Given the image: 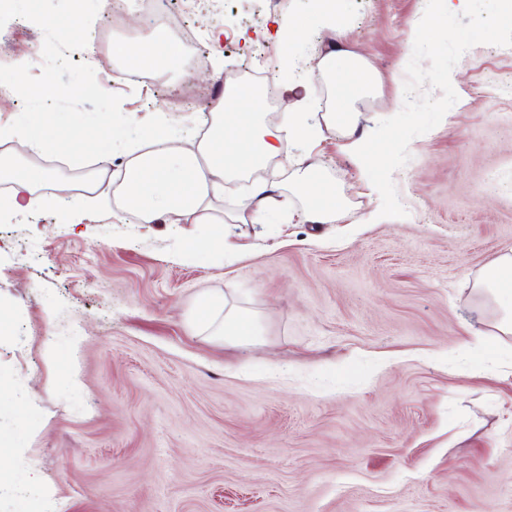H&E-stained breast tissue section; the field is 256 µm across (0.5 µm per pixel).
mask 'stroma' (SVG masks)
<instances>
[{"instance_id": "35a3bbf8", "label": "stroma", "mask_w": 512, "mask_h": 512, "mask_svg": "<svg viewBox=\"0 0 512 512\" xmlns=\"http://www.w3.org/2000/svg\"><path fill=\"white\" fill-rule=\"evenodd\" d=\"M317 5L202 0L184 15L199 64L134 82L103 58L96 80L140 141L158 103L195 86L172 115L185 150L228 82L273 89L270 123L304 96L328 111V33L288 50L274 25ZM425 6L336 0L346 48L378 75L365 118L400 111ZM0 33L40 74L42 30L14 18ZM451 82L457 103L393 175L406 216L378 223V192L327 130L264 166L286 218L214 242L203 224L134 223L112 181L61 223L54 202L80 169L13 139L7 160L47 176L41 207L0 212V436L17 440L0 453V512H512V334L477 286L512 249V47H472ZM305 153L343 196L340 223H302ZM204 243L211 258L192 257ZM207 291L255 312L259 336L198 328ZM476 329L499 351L472 348Z\"/></svg>"}]
</instances>
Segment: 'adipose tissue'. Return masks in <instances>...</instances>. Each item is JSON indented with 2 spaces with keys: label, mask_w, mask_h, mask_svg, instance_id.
<instances>
[{
  "label": "adipose tissue",
  "mask_w": 512,
  "mask_h": 512,
  "mask_svg": "<svg viewBox=\"0 0 512 512\" xmlns=\"http://www.w3.org/2000/svg\"><path fill=\"white\" fill-rule=\"evenodd\" d=\"M113 53L144 69L161 57L174 67L181 62L179 47L169 40L160 23L151 37L136 48L117 43ZM319 72L332 87L331 110L322 116L326 129L340 132L349 156L362 171H370L366 147L373 130L365 124L357 104L374 89L375 68L339 46L322 56ZM263 109L264 102L257 91L229 85L208 104L207 129L193 152L173 147L170 115L166 112L155 114L146 151L129 143L121 123L113 125L107 138L97 140L94 150L100 158L107 159L114 143L125 144L129 159L120 187L127 206L134 208L138 223L156 224L177 216L188 224L211 225L217 235L224 225L239 221L238 216L225 214L213 203L223 178L251 174L279 153L283 141L304 139L309 134L310 113L297 110L287 113L281 122L270 124L264 119ZM296 179L308 199L305 223L335 224L341 220L342 199L316 162L300 159ZM482 285L501 307L499 330L512 334V252L487 263ZM197 313L202 327L228 341L247 340L259 333L256 315L222 295L200 296Z\"/></svg>",
  "instance_id": "adipose-tissue-1"
}]
</instances>
